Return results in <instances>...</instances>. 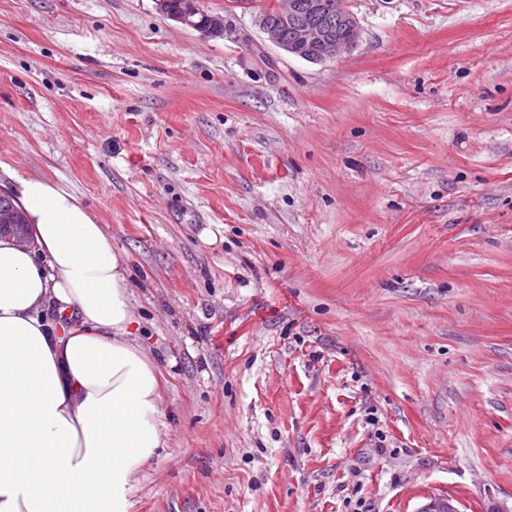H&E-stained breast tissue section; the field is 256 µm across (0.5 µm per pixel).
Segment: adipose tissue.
<instances>
[{
    "instance_id": "ef3b65f1",
    "label": "adipose tissue",
    "mask_w": 512,
    "mask_h": 512,
    "mask_svg": "<svg viewBox=\"0 0 512 512\" xmlns=\"http://www.w3.org/2000/svg\"><path fill=\"white\" fill-rule=\"evenodd\" d=\"M19 194L33 243L0 237V512H129L164 424L127 258L61 184Z\"/></svg>"
}]
</instances>
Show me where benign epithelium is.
I'll use <instances>...</instances> for the list:
<instances>
[{
	"label": "benign epithelium",
	"instance_id": "benign-epithelium-1",
	"mask_svg": "<svg viewBox=\"0 0 512 512\" xmlns=\"http://www.w3.org/2000/svg\"><path fill=\"white\" fill-rule=\"evenodd\" d=\"M156 8L169 19L210 38L224 36V16L205 10L201 0H183L177 9L169 8V0H155ZM339 22L346 35L336 31ZM257 23L264 41L302 60L321 63L336 58L357 46L361 28L356 16L348 8V0H336V20H331L319 0H279L275 13L261 10ZM25 224L18 210L0 207V230L8 229L27 242ZM419 512H459L452 500L431 498Z\"/></svg>",
	"mask_w": 512,
	"mask_h": 512
}]
</instances>
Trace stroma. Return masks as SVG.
I'll use <instances>...</instances> for the list:
<instances>
[{"label": "stroma", "instance_id": "stroma-1", "mask_svg": "<svg viewBox=\"0 0 512 512\" xmlns=\"http://www.w3.org/2000/svg\"><path fill=\"white\" fill-rule=\"evenodd\" d=\"M0 0V192L60 183L135 277L164 446L130 512H512V0ZM154 3L169 19L206 37L217 38L224 35V16L206 11L201 5V0H170V7L173 10L169 8L168 0H155ZM327 6L336 13V21L346 30L343 37L336 31L328 17ZM280 0L274 16L260 10L257 23L265 42L284 51L289 56L321 63L336 58L357 46L361 28L356 16L348 8V0ZM288 17L298 18L290 35L283 24Z\"/></svg>", "mask_w": 512, "mask_h": 512}]
</instances>
